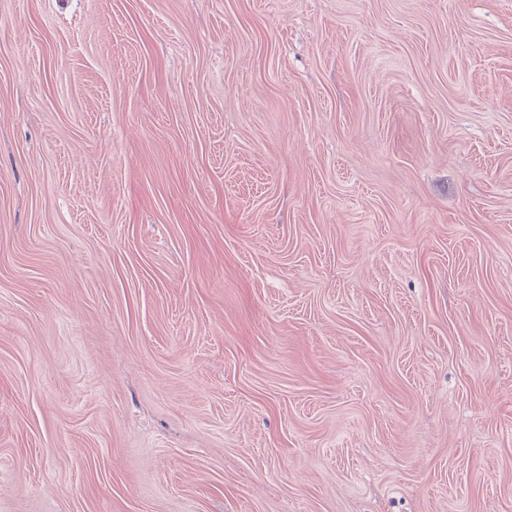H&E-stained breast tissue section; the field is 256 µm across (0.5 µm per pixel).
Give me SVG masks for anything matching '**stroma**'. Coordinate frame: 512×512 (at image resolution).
<instances>
[{
	"instance_id": "1",
	"label": "stroma",
	"mask_w": 512,
	"mask_h": 512,
	"mask_svg": "<svg viewBox=\"0 0 512 512\" xmlns=\"http://www.w3.org/2000/svg\"><path fill=\"white\" fill-rule=\"evenodd\" d=\"M0 512H512V0H0Z\"/></svg>"
}]
</instances>
